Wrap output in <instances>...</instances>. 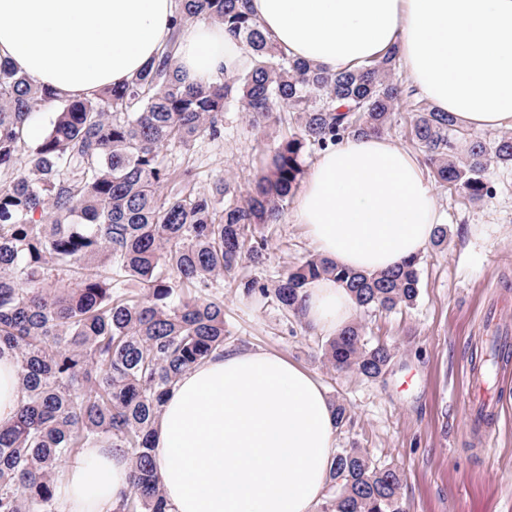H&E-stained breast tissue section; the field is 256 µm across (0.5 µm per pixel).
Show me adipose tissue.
<instances>
[{
    "label": "adipose tissue",
    "instance_id": "1",
    "mask_svg": "<svg viewBox=\"0 0 512 512\" xmlns=\"http://www.w3.org/2000/svg\"><path fill=\"white\" fill-rule=\"evenodd\" d=\"M292 57L329 73L394 50L414 95L466 130L512 129V0H251ZM175 0H0V62L64 98L123 82L174 45L180 71L209 82L248 64L220 23L172 36ZM316 252L357 271L419 257L442 221L418 157L388 135H349L311 166L292 211ZM301 320L336 336L357 303L333 277L309 281ZM25 392L0 355V423ZM319 379L284 356L227 349L184 373L156 423L154 462L171 512H316L336 454ZM121 448L64 467L58 512H113L129 493Z\"/></svg>",
    "mask_w": 512,
    "mask_h": 512
}]
</instances>
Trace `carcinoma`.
Masks as SVG:
<instances>
[{"label": "carcinoma", "instance_id": "1", "mask_svg": "<svg viewBox=\"0 0 512 512\" xmlns=\"http://www.w3.org/2000/svg\"><path fill=\"white\" fill-rule=\"evenodd\" d=\"M217 20L251 67L208 83L176 75L174 49L193 20ZM397 52L324 72L290 57L253 19L248 0H178L169 46L147 68L91 98H61L0 62V354L16 357L25 399L0 425V512H57L58 469L83 448H125L131 491L116 512H168L152 460V432L178 377L224 352V276L265 263L266 231L305 176V156L350 134L391 129L402 105L410 141L436 180L465 196L488 192L483 174L512 166V133L489 145L395 79ZM59 101L33 142L37 106ZM234 106L260 129L294 120L243 192L175 171L161 156L224 137ZM419 259L379 273L321 257L275 280L233 278L245 297L297 318L311 279L329 274L358 309L394 311L419 295ZM336 371L376 380L392 349L352 323L324 349ZM402 471L359 448L336 454L321 512H405Z\"/></svg>", "mask_w": 512, "mask_h": 512}]
</instances>
